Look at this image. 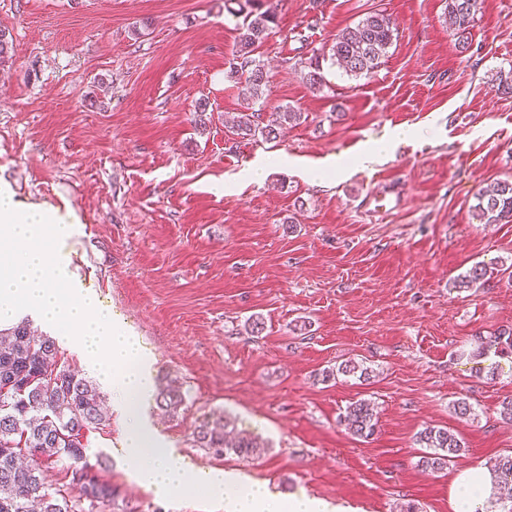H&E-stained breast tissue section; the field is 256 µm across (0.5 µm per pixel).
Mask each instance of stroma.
<instances>
[{"mask_svg": "<svg viewBox=\"0 0 512 512\" xmlns=\"http://www.w3.org/2000/svg\"><path fill=\"white\" fill-rule=\"evenodd\" d=\"M244 0H0L13 48L0 63V181L22 208L70 213L72 282L94 291L139 337L156 378L185 405L151 417L164 446L198 470L226 469L346 512H452L454 469L512 455V358L476 355L512 327V283L452 281L478 262L512 263V222L482 224L477 190L512 177V0H480L469 48L448 31L446 0H262L277 22L255 56L270 82L258 105L291 106L299 123L247 140L234 121L243 80L227 78ZM396 37L369 78L300 63L370 13ZM205 106V123L194 116ZM420 136L373 163L363 145L398 127ZM271 153L262 182L239 176ZM346 163L316 185L310 167ZM391 186L398 200L369 199ZM264 329L254 334L252 318ZM355 360L374 375L327 380ZM468 399L475 414L457 418ZM368 399L374 435L346 430ZM230 413L264 441L252 458L199 448L192 431ZM88 434L119 494L104 512H224L199 493L170 501L133 480L120 452L125 420L108 408ZM427 426L460 433L454 469L418 467Z\"/></svg>", "mask_w": 512, "mask_h": 512, "instance_id": "obj_1", "label": "stroma"}]
</instances>
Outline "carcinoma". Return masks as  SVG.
<instances>
[{"label": "carcinoma", "mask_w": 512, "mask_h": 512, "mask_svg": "<svg viewBox=\"0 0 512 512\" xmlns=\"http://www.w3.org/2000/svg\"><path fill=\"white\" fill-rule=\"evenodd\" d=\"M479 0H448V26L460 47L478 11ZM274 11L247 13L239 27L237 55L230 74L245 78L249 99L262 97L268 73L253 57V52L268 36L275 23ZM395 36L391 18L370 13L353 26L336 34L330 57L347 76L369 77L381 66ZM303 79L313 90L326 86L319 57L309 58ZM302 113L285 107L274 119L265 120L259 109L242 112L236 120L237 134L243 138L261 135L275 138L283 122H297ZM473 215L481 224L512 222V179H503L475 194ZM505 275L512 282V264L497 269L483 263L472 266L459 280L463 288L487 283L493 275ZM367 375V369L348 361L325 372V379L354 374ZM155 405L165 416H178L184 404L180 387L158 382ZM104 394L97 383L83 378L60 356L56 339L34 336L25 321L0 330V512H93L99 504L118 496L116 488L98 479L95 469L108 464L102 454L90 463L86 432L105 425ZM343 422L348 431L368 438L375 431V415L370 402L357 400L347 409ZM198 447L216 456L233 453L254 456L260 451L257 438L234 433L227 415H218L199 424L193 431ZM428 449L419 465L438 472L467 451L463 438L444 428L428 426L417 436ZM63 462L70 480L54 490L45 485L44 468ZM490 469L504 484L512 482V455L498 457Z\"/></svg>", "instance_id": "cac0c4a2"}]
</instances>
